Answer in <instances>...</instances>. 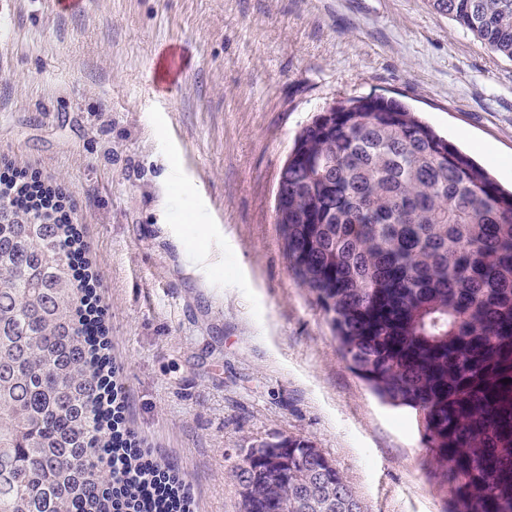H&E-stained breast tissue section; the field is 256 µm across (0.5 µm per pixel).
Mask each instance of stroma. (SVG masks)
I'll return each mask as SVG.
<instances>
[{
	"label": "stroma",
	"instance_id": "1",
	"mask_svg": "<svg viewBox=\"0 0 512 512\" xmlns=\"http://www.w3.org/2000/svg\"><path fill=\"white\" fill-rule=\"evenodd\" d=\"M397 99L512 187V60L430 0H0V172L68 198L127 424L194 512L242 449L300 436L365 512H441L412 414L349 369L288 270L280 169L334 101Z\"/></svg>",
	"mask_w": 512,
	"mask_h": 512
}]
</instances>
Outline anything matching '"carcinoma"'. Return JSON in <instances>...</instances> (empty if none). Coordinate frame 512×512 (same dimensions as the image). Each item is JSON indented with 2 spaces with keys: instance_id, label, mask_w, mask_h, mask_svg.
<instances>
[{
  "instance_id": "1",
  "label": "carcinoma",
  "mask_w": 512,
  "mask_h": 512,
  "mask_svg": "<svg viewBox=\"0 0 512 512\" xmlns=\"http://www.w3.org/2000/svg\"><path fill=\"white\" fill-rule=\"evenodd\" d=\"M512 60V0H431ZM277 222L349 368L417 418L442 512H512V194L402 103L343 98L300 133ZM0 512H169L127 479L112 362L78 225L0 183ZM125 470L109 472L108 456ZM243 512H364L297 436L243 449Z\"/></svg>"
}]
</instances>
